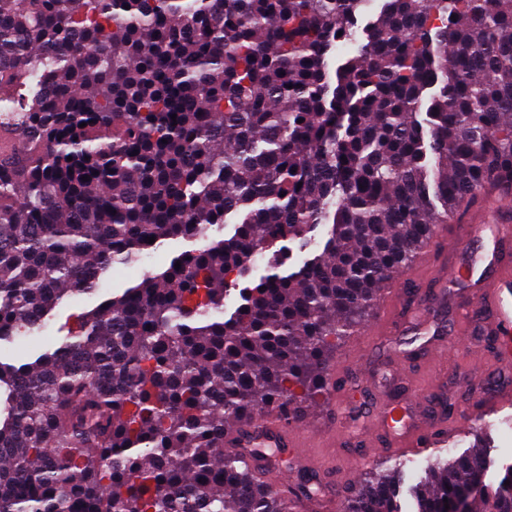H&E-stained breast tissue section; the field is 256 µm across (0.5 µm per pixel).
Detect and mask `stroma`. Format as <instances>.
<instances>
[{
  "mask_svg": "<svg viewBox=\"0 0 512 512\" xmlns=\"http://www.w3.org/2000/svg\"><path fill=\"white\" fill-rule=\"evenodd\" d=\"M190 247V242L170 239L156 251L151 267L138 263L131 267L113 268L98 293L64 299L52 311L44 335L34 337L30 343L16 344L0 351V360L14 364L24 362L50 340L66 335L79 315L140 281L149 268L167 266ZM492 248L493 238L487 234L454 253L436 250L430 279H410L402 285L400 305L386 322L372 349L350 364L346 363L343 352H336L328 366L334 382L344 388L372 386L382 401L390 397L401 398L406 383L426 385L429 374L425 350L427 339L419 334L418 318L422 312H430L434 328L447 332L455 316L467 307L479 279L489 276L487 258ZM492 331V326L485 319L477 317L471 322L466 338L471 348L484 355L483 365H469L453 352L448 355V364L441 372L436 390L446 401L454 404L456 412L464 411L467 387L471 382L479 381L498 390H512V361L498 358L496 350L485 342ZM333 421L338 424L341 438L335 447L319 450L324 467L316 471L315 477L321 487V496L340 504L345 500L349 483L358 482L369 466L357 442L367 430L370 418L357 412L336 419L322 402L307 407L299 417L303 425L319 426ZM483 436L494 446L487 481L495 485L503 477L506 467H512V413L504 411L485 415Z\"/></svg>",
  "mask_w": 512,
  "mask_h": 512,
  "instance_id": "stroma-1",
  "label": "stroma"
}]
</instances>
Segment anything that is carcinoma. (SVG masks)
Returning <instances> with one entry per match:
<instances>
[{
  "label": "carcinoma",
  "instance_id": "1",
  "mask_svg": "<svg viewBox=\"0 0 512 512\" xmlns=\"http://www.w3.org/2000/svg\"><path fill=\"white\" fill-rule=\"evenodd\" d=\"M369 3L0 0V344L145 247L196 244L0 361V512H292L224 433L327 394L388 274L512 189V0H383L358 40ZM319 226L298 269L265 258ZM486 464L430 455L417 512H512ZM404 473L375 464L345 512H402Z\"/></svg>",
  "mask_w": 512,
  "mask_h": 512
}]
</instances>
